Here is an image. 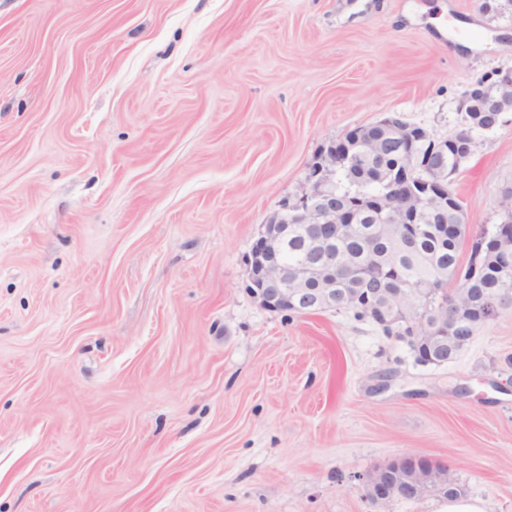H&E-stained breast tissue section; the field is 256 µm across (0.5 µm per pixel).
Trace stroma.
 I'll use <instances>...</instances> for the list:
<instances>
[{"instance_id":"1","label":"stroma","mask_w":512,"mask_h":512,"mask_svg":"<svg viewBox=\"0 0 512 512\" xmlns=\"http://www.w3.org/2000/svg\"><path fill=\"white\" fill-rule=\"evenodd\" d=\"M512 71V0H0V512H512V307L454 361L247 291L269 216L387 114L445 139ZM454 176L490 228L512 112ZM436 477L448 491L438 487L431 490L443 497H453L461 493L457 485L456 493L449 495L456 484L454 476L449 472L448 466L414 455L403 456L381 470L369 476L364 484L367 498L375 503H387L395 497L416 499L420 496L423 487L432 478ZM435 512H490L487 504L479 498L457 497L446 499Z\"/></svg>"}]
</instances>
